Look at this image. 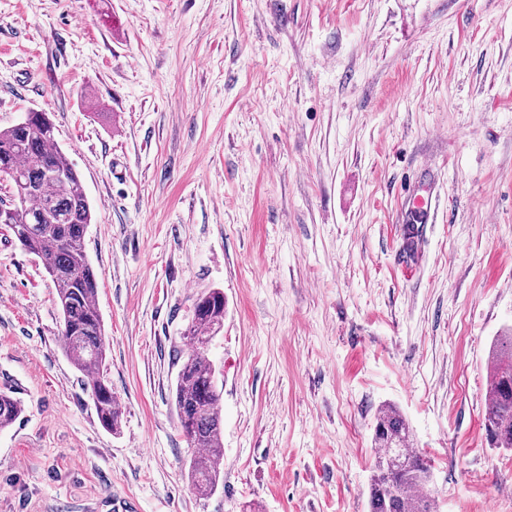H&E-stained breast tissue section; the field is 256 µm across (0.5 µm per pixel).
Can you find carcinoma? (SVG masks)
I'll return each mask as SVG.
<instances>
[{
    "label": "carcinoma",
    "mask_w": 512,
    "mask_h": 512,
    "mask_svg": "<svg viewBox=\"0 0 512 512\" xmlns=\"http://www.w3.org/2000/svg\"><path fill=\"white\" fill-rule=\"evenodd\" d=\"M55 125L45 112H33L26 124L0 130V180L11 194L25 192L24 206L0 200V224L6 225L28 253L36 256L55 288L61 325L57 344L85 378L101 427L116 432L121 409L104 371L106 343L97 308L99 275L85 252L93 222L80 176L58 147ZM224 326V291L213 288L196 299L184 336L192 350L183 359L175 386L179 424L192 448L188 475L201 497L224 482V422L217 369L204 340ZM24 412L22 404L0 392V431ZM484 429L494 448L512 449V335L500 337L491 359ZM410 429L392 407L383 408L374 427L376 448L368 486L369 512H437L429 485L432 466L410 448Z\"/></svg>",
    "instance_id": "carcinoma-1"
}]
</instances>
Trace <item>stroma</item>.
Returning a JSON list of instances; mask_svg holds the SVG:
<instances>
[{
    "mask_svg": "<svg viewBox=\"0 0 512 512\" xmlns=\"http://www.w3.org/2000/svg\"><path fill=\"white\" fill-rule=\"evenodd\" d=\"M49 113L94 207L99 424L54 285L0 226V512H368L397 406L439 512H512L482 418L512 334V0H0V128ZM429 170L428 222L403 191ZM224 484L195 493L174 389L198 295ZM24 412L22 404L7 392H0V431L5 430Z\"/></svg>",
    "mask_w": 512,
    "mask_h": 512,
    "instance_id": "obj_1",
    "label": "stroma"
}]
</instances>
